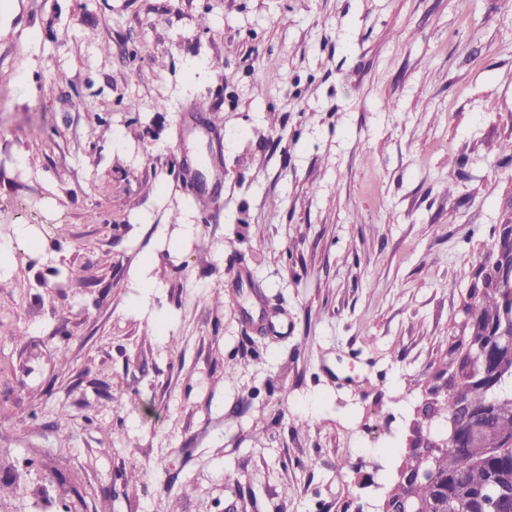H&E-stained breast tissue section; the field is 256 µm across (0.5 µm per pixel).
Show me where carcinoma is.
Instances as JSON below:
<instances>
[{"mask_svg": "<svg viewBox=\"0 0 512 512\" xmlns=\"http://www.w3.org/2000/svg\"><path fill=\"white\" fill-rule=\"evenodd\" d=\"M510 254L507 234L488 249ZM463 313L425 398L438 444L404 448L389 484L393 512H512V294L487 274ZM490 337L480 363L472 352Z\"/></svg>", "mask_w": 512, "mask_h": 512, "instance_id": "cac0c4a2", "label": "carcinoma"}]
</instances>
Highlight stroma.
Here are the masks:
<instances>
[{
	"label": "stroma",
	"instance_id": "35a3bbf8",
	"mask_svg": "<svg viewBox=\"0 0 512 512\" xmlns=\"http://www.w3.org/2000/svg\"><path fill=\"white\" fill-rule=\"evenodd\" d=\"M510 220L512 0H0V512H374ZM18 229L14 237L15 224H0V235L4 237H14L0 240V261H8L12 258V254L16 249V245L21 242L27 241L28 245L33 248H38L39 243L31 238L24 225L17 224Z\"/></svg>",
	"mask_w": 512,
	"mask_h": 512
}]
</instances>
